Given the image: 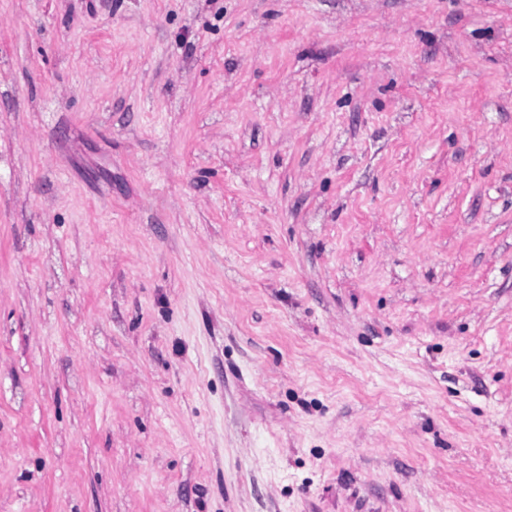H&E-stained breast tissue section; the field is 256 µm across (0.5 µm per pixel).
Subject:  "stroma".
I'll use <instances>...</instances> for the list:
<instances>
[{
  "label": "stroma",
  "mask_w": 512,
  "mask_h": 512,
  "mask_svg": "<svg viewBox=\"0 0 512 512\" xmlns=\"http://www.w3.org/2000/svg\"><path fill=\"white\" fill-rule=\"evenodd\" d=\"M0 512H512V0H0Z\"/></svg>",
  "instance_id": "obj_1"
}]
</instances>
